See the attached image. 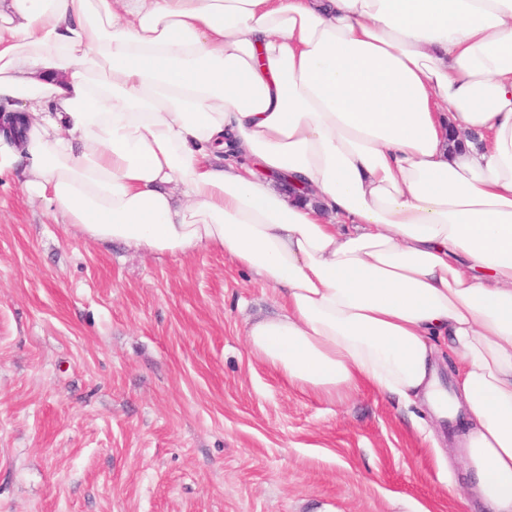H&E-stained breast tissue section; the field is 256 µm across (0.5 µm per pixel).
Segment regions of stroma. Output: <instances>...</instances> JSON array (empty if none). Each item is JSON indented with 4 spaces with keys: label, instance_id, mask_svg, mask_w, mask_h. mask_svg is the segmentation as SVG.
Instances as JSON below:
<instances>
[{
    "label": "stroma",
    "instance_id": "stroma-1",
    "mask_svg": "<svg viewBox=\"0 0 512 512\" xmlns=\"http://www.w3.org/2000/svg\"><path fill=\"white\" fill-rule=\"evenodd\" d=\"M272 288L150 256L0 186V512H487L460 420L332 403L251 356Z\"/></svg>",
    "mask_w": 512,
    "mask_h": 512
}]
</instances>
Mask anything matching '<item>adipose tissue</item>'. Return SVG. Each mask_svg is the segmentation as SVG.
<instances>
[{
	"label": "adipose tissue",
	"mask_w": 512,
	"mask_h": 512,
	"mask_svg": "<svg viewBox=\"0 0 512 512\" xmlns=\"http://www.w3.org/2000/svg\"><path fill=\"white\" fill-rule=\"evenodd\" d=\"M0 112V179L94 242L222 251L282 301L252 356L464 409L512 512V0H0Z\"/></svg>",
	"instance_id": "obj_1"
}]
</instances>
